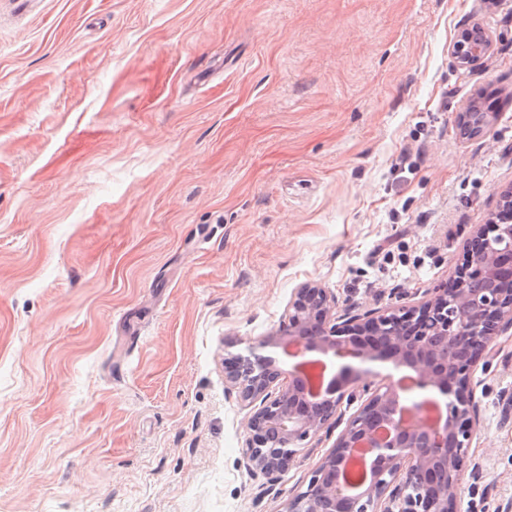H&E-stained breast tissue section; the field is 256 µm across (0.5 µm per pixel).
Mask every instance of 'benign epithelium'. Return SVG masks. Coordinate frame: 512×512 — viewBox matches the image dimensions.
<instances>
[{"label": "benign epithelium", "instance_id": "1", "mask_svg": "<svg viewBox=\"0 0 512 512\" xmlns=\"http://www.w3.org/2000/svg\"><path fill=\"white\" fill-rule=\"evenodd\" d=\"M492 47L476 20L458 31L450 54L466 68ZM478 105L474 98L460 113L462 134L490 126ZM502 210L509 221L473 231L451 283L412 304L338 312L336 294L307 281L288 303L287 322L225 354V391L252 408L243 448L251 473L278 480L311 440L338 429L285 512H460L464 484L480 478L468 457L479 426L472 377L497 338L512 335V190ZM377 364L397 375L362 381ZM358 398L343 419V403ZM360 448L367 464L350 482L347 464Z\"/></svg>", "mask_w": 512, "mask_h": 512}]
</instances>
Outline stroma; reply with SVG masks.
<instances>
[{"instance_id":"1","label":"stroma","mask_w":512,"mask_h":512,"mask_svg":"<svg viewBox=\"0 0 512 512\" xmlns=\"http://www.w3.org/2000/svg\"><path fill=\"white\" fill-rule=\"evenodd\" d=\"M510 188L512 0H0V512H284L334 439L251 475L228 347L448 281ZM472 386L512 512V335ZM493 41L490 31L478 20L465 25L458 31L450 54L455 65L466 68L490 53ZM477 98L470 100L464 112H460L458 127L463 135L483 133L490 126L489 112H479Z\"/></svg>"}]
</instances>
